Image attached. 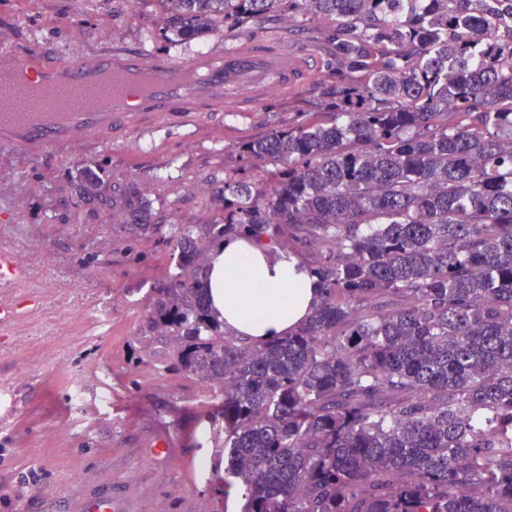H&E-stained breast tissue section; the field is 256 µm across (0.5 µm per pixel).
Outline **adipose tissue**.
I'll use <instances>...</instances> for the list:
<instances>
[{
	"mask_svg": "<svg viewBox=\"0 0 512 512\" xmlns=\"http://www.w3.org/2000/svg\"><path fill=\"white\" fill-rule=\"evenodd\" d=\"M204 286L225 330L254 343L287 335L307 320L317 288L302 256L253 239L215 248Z\"/></svg>",
	"mask_w": 512,
	"mask_h": 512,
	"instance_id": "adipose-tissue-1",
	"label": "adipose tissue"
}]
</instances>
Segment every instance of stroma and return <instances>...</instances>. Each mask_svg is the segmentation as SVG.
Instances as JSON below:
<instances>
[{
  "label": "stroma",
  "mask_w": 512,
  "mask_h": 512,
  "mask_svg": "<svg viewBox=\"0 0 512 512\" xmlns=\"http://www.w3.org/2000/svg\"><path fill=\"white\" fill-rule=\"evenodd\" d=\"M215 27L193 41L167 40L154 0H0V42L39 51L48 61L72 50L120 41L175 61L238 40ZM310 89L250 112L207 118L199 129L153 125L128 142H87L39 156L0 146V208L21 221L0 235L20 257L25 278L0 285L15 306L0 328V499L20 512H81L92 495L122 498L127 512H240L242 491L224 484V454L209 438L217 414L200 381L149 355L141 325L152 288L171 262L164 244L132 261V230L119 210L74 195L84 172L113 191L137 187L160 223L209 222L217 205L198 184L236 168L235 144L295 117ZM174 441L155 454L157 434ZM43 473L20 488L31 464Z\"/></svg>",
  "instance_id": "35a3bbf8"
}]
</instances>
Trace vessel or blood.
Returning <instances> with one entry per match:
<instances>
[{"instance_id": "vessel-or-blood-1", "label": "vessel or blood", "mask_w": 512, "mask_h": 512, "mask_svg": "<svg viewBox=\"0 0 512 512\" xmlns=\"http://www.w3.org/2000/svg\"><path fill=\"white\" fill-rule=\"evenodd\" d=\"M319 53L288 39L245 37L180 63L115 42L63 63L0 44V144L41 154L92 139L125 140L147 118L196 127L216 112H248L299 93L320 75ZM24 272L0 249V283Z\"/></svg>"}]
</instances>
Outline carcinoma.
I'll use <instances>...</instances> for the list:
<instances>
[{"mask_svg": "<svg viewBox=\"0 0 512 512\" xmlns=\"http://www.w3.org/2000/svg\"><path fill=\"white\" fill-rule=\"evenodd\" d=\"M164 29L332 31L299 119L236 146L214 218L163 238L143 334L219 399L241 512H512V0H158ZM130 250L157 232L125 190ZM319 246L286 336L224 334L213 248Z\"/></svg>", "mask_w": 512, "mask_h": 512, "instance_id": "cac0c4a2", "label": "carcinoma"}]
</instances>
